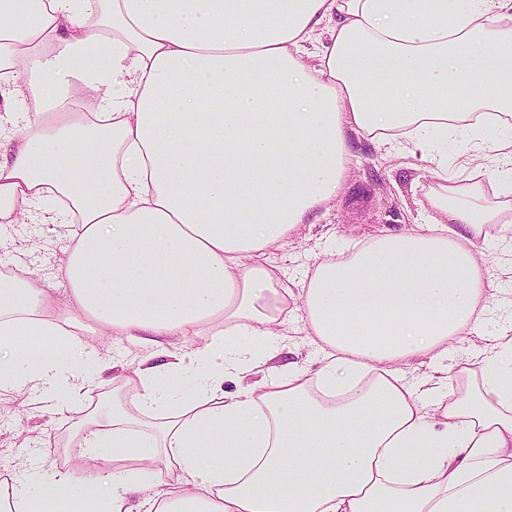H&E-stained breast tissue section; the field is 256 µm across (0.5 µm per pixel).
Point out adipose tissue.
<instances>
[{"mask_svg":"<svg viewBox=\"0 0 512 512\" xmlns=\"http://www.w3.org/2000/svg\"><path fill=\"white\" fill-rule=\"evenodd\" d=\"M0 223L65 228L59 298L0 273V395L80 400L88 474L0 483V512H512V336L422 389L489 308L512 227V0H0ZM435 163L436 216L315 264L264 263L340 191L349 133ZM463 147L433 154L432 141ZM496 162L495 203L473 163ZM321 366L283 364L294 304ZM239 388L224 389L225 376ZM505 242H509L508 240ZM503 243H498L494 238L487 243L484 249L487 282L493 288L490 293V314L485 326L479 331H473L471 334L463 336L460 341L448 348V353L436 359L429 357H416L407 359L398 364L400 372L409 380L417 385L429 388L426 384L429 376L447 375L444 371L448 368V379L452 372L450 368L460 359L472 355L477 349L486 344L485 337L494 334L509 325L510 310L500 309V301L505 293L512 290L511 273H509L512 261V251L503 249ZM501 288V289H497ZM438 370V372H436ZM88 339L105 352L108 358L116 363H128L139 360L144 355H152V363L163 364L172 361V356L183 351L181 345L165 344L163 347L154 348L149 352L144 351L138 345L126 340L123 336L89 335Z\"/></svg>","mask_w":512,"mask_h":512,"instance_id":"1","label":"adipose tissue"}]
</instances>
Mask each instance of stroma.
I'll use <instances>...</instances> for the list:
<instances>
[{
  "label": "stroma",
  "mask_w": 512,
  "mask_h": 512,
  "mask_svg": "<svg viewBox=\"0 0 512 512\" xmlns=\"http://www.w3.org/2000/svg\"><path fill=\"white\" fill-rule=\"evenodd\" d=\"M349 140L352 157L336 200L318 208L312 223L303 225L287 244L266 251V262L278 267L281 279L292 290H299L317 262L371 237L425 223L433 214L426 197L415 189L416 183L432 180L427 163L386 150L362 136L353 134ZM64 244L62 232L35 220L0 225V267L24 262L39 271L55 296H64L67 284L56 273ZM484 254L491 287L490 314L484 327L463 336L441 357L401 362L400 372L417 385H425L429 376L484 347L487 336L512 323V314L500 307L505 292L512 290V251L493 241L487 243ZM308 331L304 310H294L288 324L289 351L282 359H298L314 370L321 354L310 343ZM84 412L81 404L63 407L58 401H35L25 394L0 397V477L8 479L22 471L50 477L63 453L78 455L75 433Z\"/></svg>",
  "instance_id": "35a3bbf8"
}]
</instances>
